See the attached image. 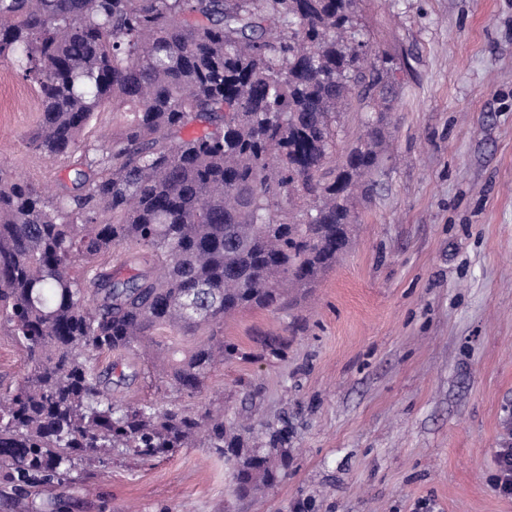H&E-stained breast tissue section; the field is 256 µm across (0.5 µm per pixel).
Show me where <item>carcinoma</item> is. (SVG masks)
<instances>
[{"label": "carcinoma", "instance_id": "carcinoma-1", "mask_svg": "<svg viewBox=\"0 0 512 512\" xmlns=\"http://www.w3.org/2000/svg\"><path fill=\"white\" fill-rule=\"evenodd\" d=\"M357 0H0V59L39 106L25 144L68 161L53 195L0 166V329L26 373L0 383V491L30 496L123 448L234 449L249 497L288 468L286 430L223 410L118 405L132 354L201 393L239 354L224 318L288 305L346 250L354 196L381 164L398 68ZM364 133L336 161L340 118ZM107 105L129 118L89 135ZM189 128L199 132L184 136ZM83 276L72 275L75 267ZM172 341L163 345L155 336Z\"/></svg>", "mask_w": 512, "mask_h": 512}]
</instances>
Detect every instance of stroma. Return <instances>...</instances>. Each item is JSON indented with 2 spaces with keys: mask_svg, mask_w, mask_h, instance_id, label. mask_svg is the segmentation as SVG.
<instances>
[{
  "mask_svg": "<svg viewBox=\"0 0 512 512\" xmlns=\"http://www.w3.org/2000/svg\"><path fill=\"white\" fill-rule=\"evenodd\" d=\"M357 22L400 84L341 259L295 307L226 318L241 354L197 396L99 359L126 375L116 399L287 425L285 476L239 498L206 446L117 452L30 512H512L491 482L512 445V0H360ZM37 118L0 60V165L51 185L67 164L26 148ZM268 333L287 339L278 354L254 342Z\"/></svg>",
  "mask_w": 512,
  "mask_h": 512,
  "instance_id": "1",
  "label": "stroma"
}]
</instances>
